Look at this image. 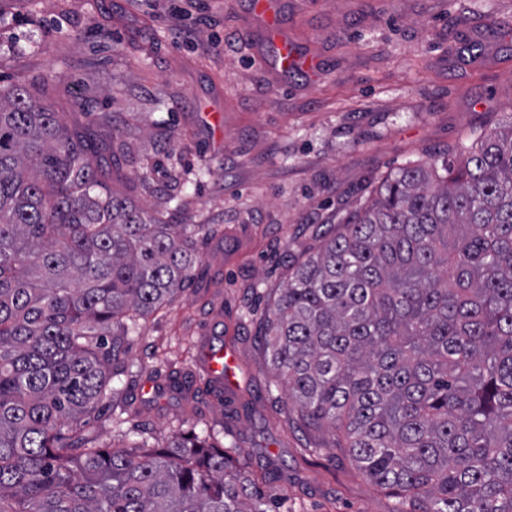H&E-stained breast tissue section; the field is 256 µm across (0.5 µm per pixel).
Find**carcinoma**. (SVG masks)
Wrapping results in <instances>:
<instances>
[{"label":"carcinoma","instance_id":"1","mask_svg":"<svg viewBox=\"0 0 512 512\" xmlns=\"http://www.w3.org/2000/svg\"><path fill=\"white\" fill-rule=\"evenodd\" d=\"M132 148L0 89V512H275L209 435L104 450L135 320L198 260L184 224L114 194ZM291 411L395 512H512V121L387 176L274 298Z\"/></svg>","mask_w":512,"mask_h":512}]
</instances>
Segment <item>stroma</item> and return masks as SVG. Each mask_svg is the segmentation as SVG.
I'll return each instance as SVG.
<instances>
[{
	"label": "stroma",
	"instance_id": "obj_1",
	"mask_svg": "<svg viewBox=\"0 0 512 512\" xmlns=\"http://www.w3.org/2000/svg\"><path fill=\"white\" fill-rule=\"evenodd\" d=\"M21 0L0 25V86L24 83L56 112L112 113L132 153L111 185L195 229L200 260L174 300L131 335L130 372L99 406L101 446L208 432L258 477L278 512H392L326 430L302 425L269 386L262 345L270 294L383 177L478 126L512 116V0ZM318 60L282 71L280 34ZM175 137L161 155L148 123ZM179 171L173 200L159 190ZM237 357L220 389L209 345Z\"/></svg>",
	"mask_w": 512,
	"mask_h": 512
}]
</instances>
